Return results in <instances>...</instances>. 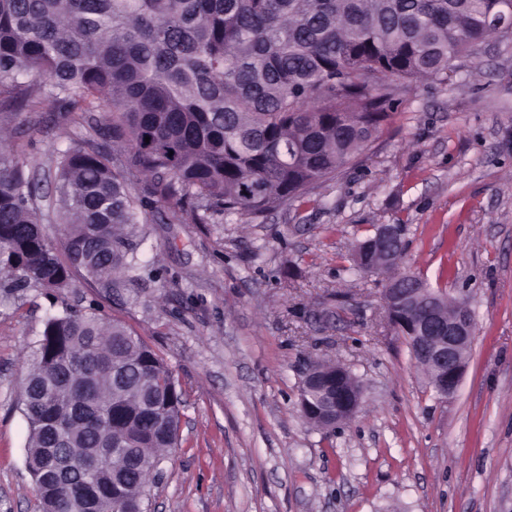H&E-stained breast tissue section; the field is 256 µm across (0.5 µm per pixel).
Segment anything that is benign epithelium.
<instances>
[{
  "instance_id": "7a95c632",
  "label": "benign epithelium",
  "mask_w": 512,
  "mask_h": 512,
  "mask_svg": "<svg viewBox=\"0 0 512 512\" xmlns=\"http://www.w3.org/2000/svg\"><path fill=\"white\" fill-rule=\"evenodd\" d=\"M404 234L396 224H380L374 236L360 242L357 255H366L370 270L394 264V240ZM384 302L410 307L413 315L398 317L396 328L412 350L414 359L425 365L435 391L447 398L455 393L467 367V352L474 323L470 310L461 303L457 312L447 313L448 297L441 290L422 286L410 276H399L384 288ZM341 383L335 395L328 396L323 413L313 418L310 407H301L305 420L324 428H338L358 412L363 391L348 368L336 365Z\"/></svg>"
}]
</instances>
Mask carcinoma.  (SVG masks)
Masks as SVG:
<instances>
[{
	"instance_id": "carcinoma-1",
	"label": "carcinoma",
	"mask_w": 512,
	"mask_h": 512,
	"mask_svg": "<svg viewBox=\"0 0 512 512\" xmlns=\"http://www.w3.org/2000/svg\"><path fill=\"white\" fill-rule=\"evenodd\" d=\"M509 13L512 0H0V103H59L74 124L108 113L91 127L102 143L70 138L54 159L62 260L0 109V274L16 289L61 290L75 270L110 281L147 207L204 224L305 199L388 120L400 81L448 80ZM335 386L329 371L309 401ZM21 396L43 512H145L183 403L158 353L67 308L45 321ZM51 430L74 442L65 481Z\"/></svg>"
}]
</instances>
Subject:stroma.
<instances>
[{
  "mask_svg": "<svg viewBox=\"0 0 512 512\" xmlns=\"http://www.w3.org/2000/svg\"><path fill=\"white\" fill-rule=\"evenodd\" d=\"M414 81L357 158L304 201L182 224L146 212L111 281L0 290V512H40L20 394L47 317L96 308L167 362L185 391L148 512H512V41ZM57 105L18 112L27 173L51 190L72 130ZM379 224L405 227L397 272L466 302L475 329L448 398L386 316L384 275L350 272ZM313 360L350 368L357 415L302 417Z\"/></svg>",
  "mask_w": 512,
  "mask_h": 512,
  "instance_id": "stroma-1",
  "label": "stroma"
}]
</instances>
